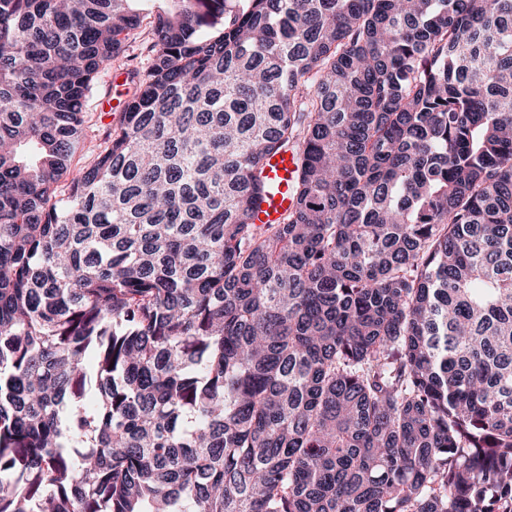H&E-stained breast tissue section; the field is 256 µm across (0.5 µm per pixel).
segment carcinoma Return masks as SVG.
Returning a JSON list of instances; mask_svg holds the SVG:
<instances>
[{
  "label": "carcinoma",
  "mask_w": 512,
  "mask_h": 512,
  "mask_svg": "<svg viewBox=\"0 0 512 512\" xmlns=\"http://www.w3.org/2000/svg\"><path fill=\"white\" fill-rule=\"evenodd\" d=\"M135 2L0 0V512H512V0H170L74 169ZM150 16L144 20L140 34L136 40L129 41L124 51L116 58L108 62L97 79L94 81L92 93L89 96L86 112H88V133L92 139L91 146L99 143L103 138L107 125L112 121L115 124L118 117V109L123 107L126 101V86L124 81L115 78L113 88L115 96L113 102H117L115 108L117 112H103L102 102L105 99L112 100V78L115 75L123 74L131 68L145 69L148 66V56L146 46L150 43L152 32L150 27ZM112 113V115H111ZM296 173V151L291 147L281 149L267 159L257 174L265 192L255 210V224H280L284 220L294 204Z\"/></svg>",
  "instance_id": "carcinoma-1"
}]
</instances>
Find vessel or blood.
Wrapping results in <instances>:
<instances>
[{"label": "vessel or blood", "instance_id": "vessel-or-blood-1", "mask_svg": "<svg viewBox=\"0 0 512 512\" xmlns=\"http://www.w3.org/2000/svg\"><path fill=\"white\" fill-rule=\"evenodd\" d=\"M296 173L294 149L279 150L267 159L259 173L265 192L255 210V223L278 224L284 220L294 204L293 184Z\"/></svg>", "mask_w": 512, "mask_h": 512}]
</instances>
